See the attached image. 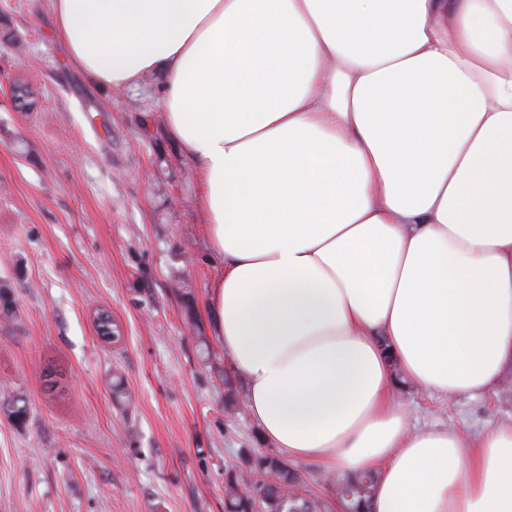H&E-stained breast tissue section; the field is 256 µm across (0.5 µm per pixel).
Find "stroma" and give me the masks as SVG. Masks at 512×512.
Masks as SVG:
<instances>
[{"label": "stroma", "mask_w": 512, "mask_h": 512, "mask_svg": "<svg viewBox=\"0 0 512 512\" xmlns=\"http://www.w3.org/2000/svg\"><path fill=\"white\" fill-rule=\"evenodd\" d=\"M51 28L46 0H0V512H224L225 468L262 441L225 408L243 381L205 309L217 260L164 78L95 86ZM397 395L419 427L484 433L512 420V363L480 397Z\"/></svg>", "instance_id": "35a3bbf8"}]
</instances>
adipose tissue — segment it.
<instances>
[{"instance_id":"adipose-tissue-1","label":"adipose tissue","mask_w":512,"mask_h":512,"mask_svg":"<svg viewBox=\"0 0 512 512\" xmlns=\"http://www.w3.org/2000/svg\"><path fill=\"white\" fill-rule=\"evenodd\" d=\"M101 87L163 72L218 260L206 310L263 441L372 512H512V421L393 392L512 360V0H49ZM397 395L413 407L419 427L448 424L468 433L488 432L512 419V363L505 367L504 382L484 396L447 400L415 390L404 382ZM376 483L377 475L371 472L344 479L337 485L340 496L333 494L336 511L345 512L346 507L349 512H369Z\"/></svg>"}]
</instances>
